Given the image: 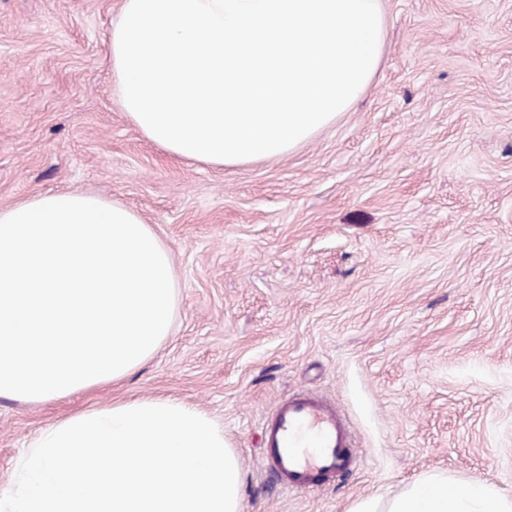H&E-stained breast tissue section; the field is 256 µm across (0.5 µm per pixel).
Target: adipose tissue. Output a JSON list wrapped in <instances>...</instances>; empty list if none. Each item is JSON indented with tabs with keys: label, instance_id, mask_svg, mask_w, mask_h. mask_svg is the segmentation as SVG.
<instances>
[{
	"label": "adipose tissue",
	"instance_id": "ef3b65f1",
	"mask_svg": "<svg viewBox=\"0 0 512 512\" xmlns=\"http://www.w3.org/2000/svg\"><path fill=\"white\" fill-rule=\"evenodd\" d=\"M351 512H512V498L479 482L431 472L397 496L361 500Z\"/></svg>",
	"mask_w": 512,
	"mask_h": 512
}]
</instances>
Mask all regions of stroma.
Wrapping results in <instances>:
<instances>
[{
    "mask_svg": "<svg viewBox=\"0 0 512 512\" xmlns=\"http://www.w3.org/2000/svg\"><path fill=\"white\" fill-rule=\"evenodd\" d=\"M362 97L282 157L210 165L118 104L119 0H0V208L77 191L136 211L173 254L171 336L124 380L0 398V491L55 420L164 396L224 428L243 512H351L428 472L512 496V0H380ZM314 393L356 466L290 490L262 454L282 398Z\"/></svg>",
    "mask_w": 512,
    "mask_h": 512,
    "instance_id": "1",
    "label": "stroma"
}]
</instances>
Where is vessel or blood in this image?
Wrapping results in <instances>:
<instances>
[{
	"mask_svg": "<svg viewBox=\"0 0 512 512\" xmlns=\"http://www.w3.org/2000/svg\"><path fill=\"white\" fill-rule=\"evenodd\" d=\"M263 454L288 487L303 489L349 473L354 439L341 413L315 394L282 400L262 427Z\"/></svg>",
	"mask_w": 512,
	"mask_h": 512,
	"instance_id": "vessel-or-blood-1",
	"label": "vessel or blood"
}]
</instances>
